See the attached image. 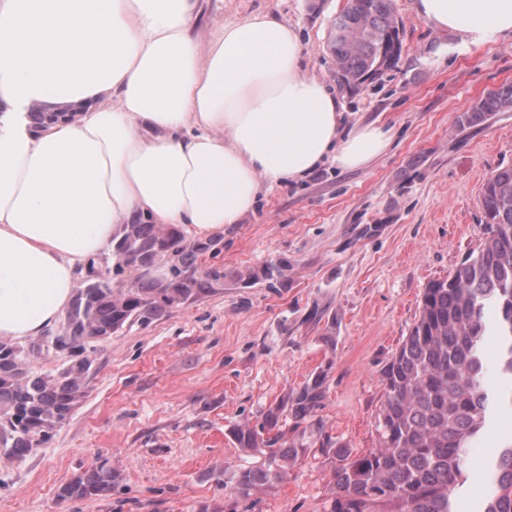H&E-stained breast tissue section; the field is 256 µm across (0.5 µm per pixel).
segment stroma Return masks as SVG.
Masks as SVG:
<instances>
[{
  "label": "stroma",
  "instance_id": "1",
  "mask_svg": "<svg viewBox=\"0 0 512 512\" xmlns=\"http://www.w3.org/2000/svg\"><path fill=\"white\" fill-rule=\"evenodd\" d=\"M345 0H207L203 30L263 10L301 29L307 74L336 89L327 50ZM404 51L397 68L357 94L338 93L345 125L376 123L391 135L369 166L321 165L261 193L221 234L202 268L224 281L97 343L86 395L43 445L0 460V512H323L333 464L318 449L286 479L232 506L218 474L257 466L228 430L257 422L285 392L327 370L318 411L325 430L354 454L376 446L382 369L407 336L427 283L473 249L483 220L482 185L512 165V112L461 131L458 120L488 92L512 83V33L480 46L395 0ZM280 265L282 281L242 272ZM512 441V416L472 445L474 474L459 512H481L485 462ZM110 458L112 496L61 499L60 487Z\"/></svg>",
  "mask_w": 512,
  "mask_h": 512
}]
</instances>
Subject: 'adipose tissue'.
I'll use <instances>...</instances> for the list:
<instances>
[{"mask_svg":"<svg viewBox=\"0 0 512 512\" xmlns=\"http://www.w3.org/2000/svg\"><path fill=\"white\" fill-rule=\"evenodd\" d=\"M469 43L512 0H415ZM203 0H0V339L59 320L84 263L137 215L191 237L323 162L367 166L390 136L344 127L299 31L257 11L200 36ZM78 108L33 128L32 106Z\"/></svg>","mask_w":512,"mask_h":512,"instance_id":"adipose-tissue-1","label":"adipose tissue"}]
</instances>
